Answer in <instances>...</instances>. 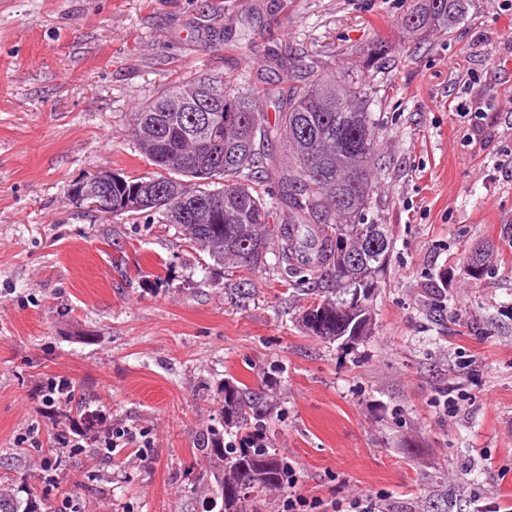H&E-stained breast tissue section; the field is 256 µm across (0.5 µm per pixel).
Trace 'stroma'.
Listing matches in <instances>:
<instances>
[{
    "label": "stroma",
    "mask_w": 512,
    "mask_h": 512,
    "mask_svg": "<svg viewBox=\"0 0 512 512\" xmlns=\"http://www.w3.org/2000/svg\"><path fill=\"white\" fill-rule=\"evenodd\" d=\"M411 5L0 0V481L32 512H203L227 378L265 392L263 439L310 499L512 512V0H466L426 37L402 23ZM219 71L272 90L271 119L289 86L362 87L380 128L364 219L393 231L366 341L303 334L308 297L280 270L242 276L176 226L72 198L101 171L149 172L136 109ZM61 377L82 406L47 402Z\"/></svg>",
    "instance_id": "obj_1"
}]
</instances>
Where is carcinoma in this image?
<instances>
[{
    "mask_svg": "<svg viewBox=\"0 0 512 512\" xmlns=\"http://www.w3.org/2000/svg\"><path fill=\"white\" fill-rule=\"evenodd\" d=\"M464 10V0H414L403 24L420 35L446 31ZM207 85L224 108H209L200 134L192 113L177 106L190 83L170 86L135 113L133 136L153 171L112 180V216L144 214L173 224L215 263L254 271L268 266L274 242V266L309 285L313 301L300 315L308 335L324 342L372 335V300L354 307L351 298L358 288L376 294L393 238L390 225L363 218L378 141L361 87L334 76L292 86L288 111L271 126L259 92L219 74ZM273 137L283 140L291 157L277 196L260 189L270 177L265 142ZM186 198L212 204V221L197 222L182 205ZM465 260L471 278L487 274L484 252L474 249ZM220 394L224 429L235 430L238 444L225 447L215 432L206 438L210 446L203 452L217 459V492L207 499V512H268L266 492L288 487V465L276 449L246 442L262 427L263 397L237 380L224 381ZM0 512L31 510L0 488Z\"/></svg>",
    "mask_w": 512,
    "mask_h": 512,
    "instance_id": "obj_1",
    "label": "carcinoma"
}]
</instances>
